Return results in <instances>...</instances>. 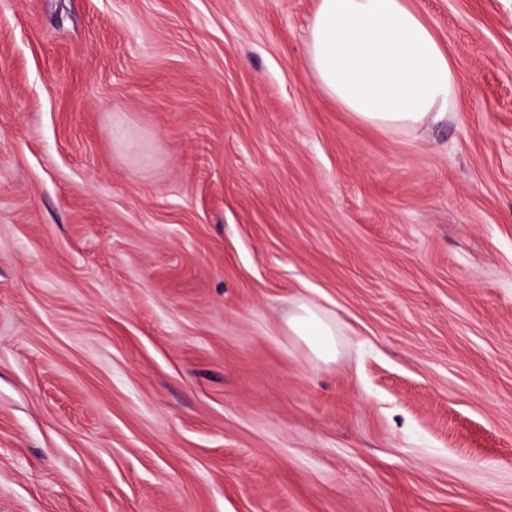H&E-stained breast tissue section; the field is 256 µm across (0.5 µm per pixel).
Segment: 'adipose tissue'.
I'll return each instance as SVG.
<instances>
[{
	"instance_id": "1",
	"label": "adipose tissue",
	"mask_w": 512,
	"mask_h": 512,
	"mask_svg": "<svg viewBox=\"0 0 512 512\" xmlns=\"http://www.w3.org/2000/svg\"><path fill=\"white\" fill-rule=\"evenodd\" d=\"M307 62L327 95L379 129H428L463 101L449 54L409 0H318ZM288 327L319 359L335 360L336 326L313 304H297Z\"/></svg>"
}]
</instances>
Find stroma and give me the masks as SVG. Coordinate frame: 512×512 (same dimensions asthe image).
<instances>
[{
  "label": "stroma",
  "mask_w": 512,
  "mask_h": 512,
  "mask_svg": "<svg viewBox=\"0 0 512 512\" xmlns=\"http://www.w3.org/2000/svg\"><path fill=\"white\" fill-rule=\"evenodd\" d=\"M409 2L417 132L318 0H0V512H512V0ZM307 62L327 95L378 129H428L463 101L449 54L408 0H318ZM288 328L295 336L304 339L322 361L328 363L336 359V325L313 304H297L296 310L288 318Z\"/></svg>",
  "instance_id": "obj_1"
}]
</instances>
